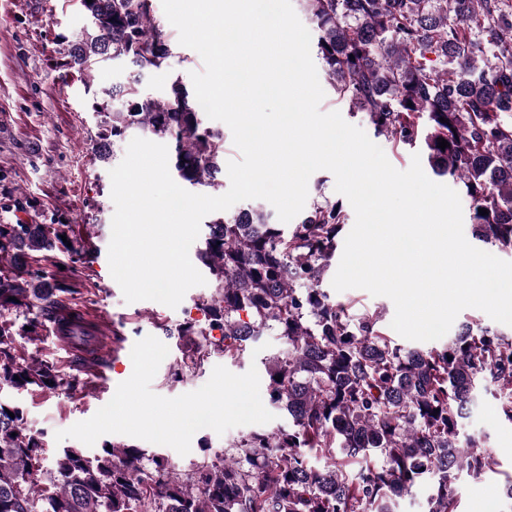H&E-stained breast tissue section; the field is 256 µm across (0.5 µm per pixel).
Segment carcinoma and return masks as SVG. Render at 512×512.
<instances>
[{
  "label": "carcinoma",
  "instance_id": "1",
  "mask_svg": "<svg viewBox=\"0 0 512 512\" xmlns=\"http://www.w3.org/2000/svg\"><path fill=\"white\" fill-rule=\"evenodd\" d=\"M76 2L92 21L68 44L64 66L91 79L119 60L132 73L93 103L97 159L141 134L170 145L182 185L220 186L224 135L204 124L181 80L162 99L139 88L143 72L173 57L153 0ZM302 2L330 99L365 113L386 146H420L435 176L462 187L475 238L512 249V0ZM440 138L449 147L438 148ZM347 221L343 203L326 197L287 229L260 206L217 215L196 249L215 282L199 305L206 323L166 330L190 338L175 382L211 351L236 362L277 331L287 348L265 359L267 400L288 425L240 438L186 478L159 455L147 466L143 449L113 442L93 455L62 448L45 466L44 438L0 399V512H392L424 482L427 512H459L461 474L499 473L496 454L461 428L487 382L512 424V338L466 322L439 348H406L378 314L352 317L321 288ZM58 252L81 256L70 224H0V392L87 387L17 347L49 325L98 331L87 311L60 315V294L76 289L47 270L59 266ZM317 456L321 468L311 464Z\"/></svg>",
  "mask_w": 512,
  "mask_h": 512
}]
</instances>
